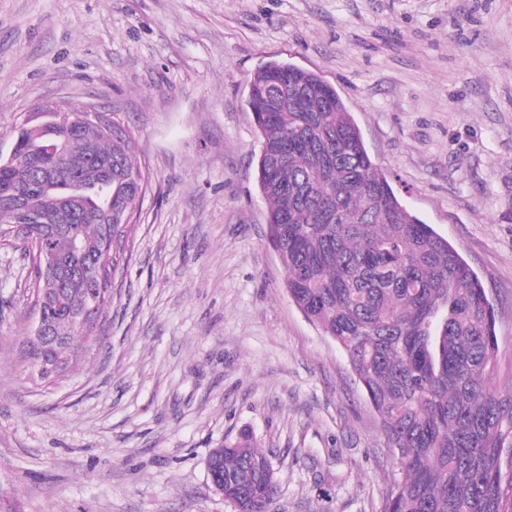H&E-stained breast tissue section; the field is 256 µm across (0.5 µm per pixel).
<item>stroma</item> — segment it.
<instances>
[{
    "label": "stroma",
    "instance_id": "obj_1",
    "mask_svg": "<svg viewBox=\"0 0 512 512\" xmlns=\"http://www.w3.org/2000/svg\"><path fill=\"white\" fill-rule=\"evenodd\" d=\"M282 61L352 112L407 209L475 271L512 383V0H0V155L60 98L118 113L152 186L97 340L42 383L31 266L0 249V512H232L241 432L271 512H383L398 476L346 354L289 300L248 81ZM222 457L219 477L224 485L212 484L237 512H266L267 504L278 494L274 473L268 470V456L255 446L248 433H242L223 448L212 449L209 456Z\"/></svg>",
    "mask_w": 512,
    "mask_h": 512
}]
</instances>
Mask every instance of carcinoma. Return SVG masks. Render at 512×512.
<instances>
[{
	"label": "carcinoma",
	"instance_id": "obj_1",
	"mask_svg": "<svg viewBox=\"0 0 512 512\" xmlns=\"http://www.w3.org/2000/svg\"><path fill=\"white\" fill-rule=\"evenodd\" d=\"M248 106L261 139L260 193L269 204L270 241L288 297L347 355L379 414L401 479L385 512H512V390L495 389V310L478 276L448 240L412 215L366 149L342 97L318 74L290 63L259 67ZM29 159L35 137L16 131ZM70 170L88 214L66 205L67 184L30 190L38 216L22 234L8 198L29 176L0 161V247L31 258L29 290L52 324L51 346L67 358L93 332L69 319L108 303L112 278L127 261L128 234L151 186L134 161V140L117 113L112 139L86 124ZM109 184L112 212L97 184ZM61 228L75 232L73 249ZM65 266L63 282L42 273L34 242ZM222 458L224 500L235 512H267L278 494L268 456L241 434Z\"/></svg>",
	"mask_w": 512,
	"mask_h": 512
}]
</instances>
